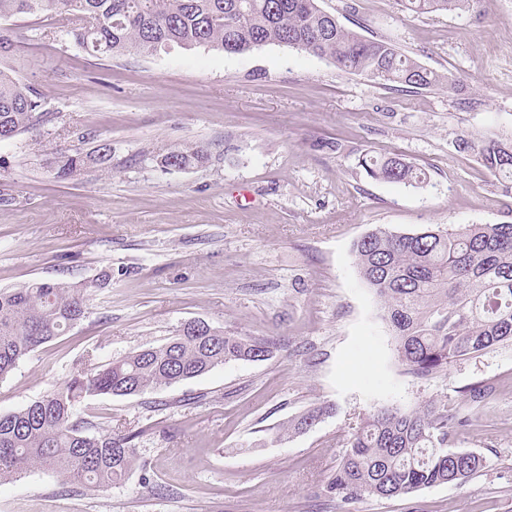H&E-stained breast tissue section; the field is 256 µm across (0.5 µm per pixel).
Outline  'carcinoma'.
<instances>
[{"label": "carcinoma", "instance_id": "obj_1", "mask_svg": "<svg viewBox=\"0 0 512 512\" xmlns=\"http://www.w3.org/2000/svg\"><path fill=\"white\" fill-rule=\"evenodd\" d=\"M416 13L466 9L473 0H401ZM17 15L59 17L82 49L105 56L135 51L151 55L178 46H205L230 55L276 45L331 59L337 68L374 81L421 89L446 77L427 69L394 44L367 39L339 24L317 0H0V19ZM38 94L0 68V142L44 122ZM87 134L48 162L66 180L88 168H112V143L85 148ZM503 187L512 190V136L456 140ZM201 147L177 145L155 158L164 169L203 166ZM367 177L416 187L422 168L402 155H364ZM356 267L381 304L403 372L434 377L453 362L512 343V223L461 224L396 233L378 227L353 244ZM112 287V271L96 280L37 279L0 290V379L41 345L80 322L93 290ZM273 344L224 332L194 319L167 343L121 358L88 363L63 385L18 411L0 414V481L49 468L91 488L126 480L138 459L127 437L91 432L75 418L82 402L99 396L131 397L167 388L230 361H265ZM494 387L477 381L463 389L478 407ZM326 412L314 407L266 439L284 441L311 429ZM474 417L455 403L427 401L413 409L382 407L363 416L343 440L345 452L326 490L340 504L364 497L392 498L423 488L462 483L483 468V457L454 448Z\"/></svg>", "mask_w": 512, "mask_h": 512}]
</instances>
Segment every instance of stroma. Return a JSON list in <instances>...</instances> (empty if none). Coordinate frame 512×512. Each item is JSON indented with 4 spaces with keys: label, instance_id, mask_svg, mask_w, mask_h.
Masks as SVG:
<instances>
[{
    "label": "stroma",
    "instance_id": "obj_1",
    "mask_svg": "<svg viewBox=\"0 0 512 512\" xmlns=\"http://www.w3.org/2000/svg\"><path fill=\"white\" fill-rule=\"evenodd\" d=\"M319 5L448 76L451 88L382 85L274 45L96 58L57 18L0 20L19 42L10 68L50 113L0 143V289L112 273L86 318L0 379V413L51 393L86 358L164 344L191 319L275 344L266 361L83 402L78 415L96 432L134 437L146 472L92 489L37 469L0 482V512H339L325 485L364 415L458 402L480 380L495 391L455 446L480 453L481 472L348 510L512 512V345L431 379L404 374L352 254L378 227L512 222V193L455 145L466 132L512 134V0L428 14L397 0ZM79 132L111 141L112 170L55 181L45 161ZM336 137L341 152L319 148ZM180 144L204 147L208 163L153 164ZM394 151L426 170L422 187L369 179L357 165ZM321 404L332 411L313 428L257 447L263 429Z\"/></svg>",
    "mask_w": 512,
    "mask_h": 512
}]
</instances>
